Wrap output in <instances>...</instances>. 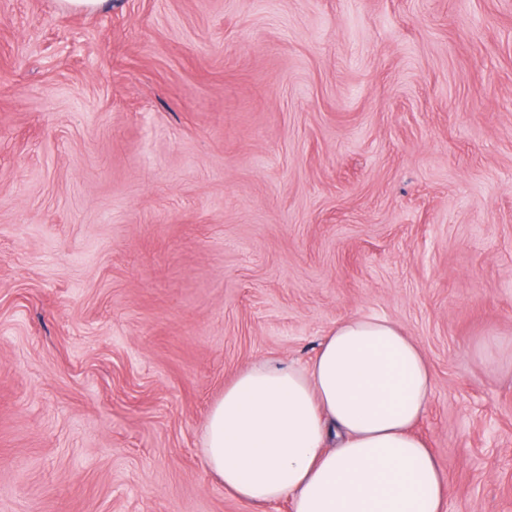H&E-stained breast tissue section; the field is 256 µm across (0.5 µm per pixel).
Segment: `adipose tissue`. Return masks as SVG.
<instances>
[{"instance_id":"1","label":"adipose tissue","mask_w":512,"mask_h":512,"mask_svg":"<svg viewBox=\"0 0 512 512\" xmlns=\"http://www.w3.org/2000/svg\"><path fill=\"white\" fill-rule=\"evenodd\" d=\"M434 388L395 322L351 317L308 365L261 362L225 385L202 453L226 491L293 512H444L448 482L414 428Z\"/></svg>"}]
</instances>
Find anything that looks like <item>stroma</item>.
<instances>
[{
  "label": "stroma",
  "mask_w": 512,
  "mask_h": 512,
  "mask_svg": "<svg viewBox=\"0 0 512 512\" xmlns=\"http://www.w3.org/2000/svg\"><path fill=\"white\" fill-rule=\"evenodd\" d=\"M0 0V512H281L239 370L419 344L447 512H512V0Z\"/></svg>",
  "instance_id": "35a3bbf8"
}]
</instances>
